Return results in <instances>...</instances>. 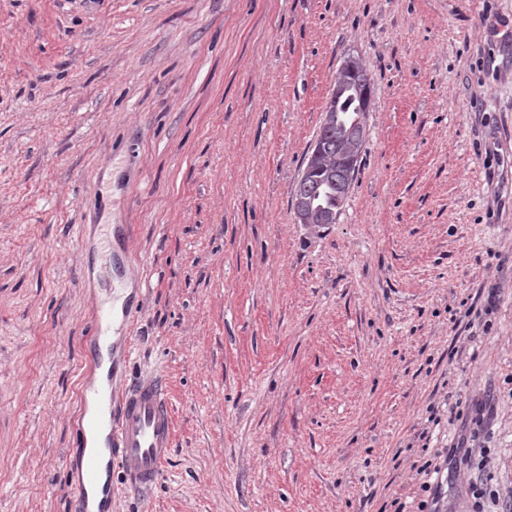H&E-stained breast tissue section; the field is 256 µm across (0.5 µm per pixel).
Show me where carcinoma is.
I'll use <instances>...</instances> for the list:
<instances>
[{"mask_svg": "<svg viewBox=\"0 0 512 512\" xmlns=\"http://www.w3.org/2000/svg\"><path fill=\"white\" fill-rule=\"evenodd\" d=\"M341 78L347 85V91L340 97L330 96L326 102L324 125L320 126L317 135L319 148L312 162L313 173L297 182L295 207L304 200H310L333 213L341 210L336 204V186L347 176L355 175L367 135L354 127L353 117L368 111L371 80L358 59L341 74Z\"/></svg>", "mask_w": 512, "mask_h": 512, "instance_id": "cac0c4a2", "label": "carcinoma"}]
</instances>
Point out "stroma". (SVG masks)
<instances>
[{
    "label": "stroma",
    "instance_id": "obj_1",
    "mask_svg": "<svg viewBox=\"0 0 512 512\" xmlns=\"http://www.w3.org/2000/svg\"><path fill=\"white\" fill-rule=\"evenodd\" d=\"M350 55L369 138L312 230ZM110 271L176 423L112 512H512V0H0V512H71ZM341 78L348 88L340 97L330 94L326 102L323 122L315 139V142L319 140L317 154V145H313L311 149V159L316 155L312 162L313 173L309 178L301 176L294 191L296 218L299 224L303 223L310 229L328 224L333 213L332 223L336 222V211L340 212L342 207L336 204V186L349 175L352 185L358 160L367 141V135L354 127L352 118L359 112L355 123L360 124L367 116L371 80L363 64L356 58L352 67L341 73ZM303 200H310L314 204L305 201L300 205V210L306 213L301 222L298 204ZM314 205H321L331 212L317 209Z\"/></svg>",
    "mask_w": 512,
    "mask_h": 512
}]
</instances>
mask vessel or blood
<instances>
[{
	"label": "vessel or blood",
	"instance_id": "obj_1",
	"mask_svg": "<svg viewBox=\"0 0 512 512\" xmlns=\"http://www.w3.org/2000/svg\"><path fill=\"white\" fill-rule=\"evenodd\" d=\"M112 308L98 303L87 343L94 351L114 350ZM84 401L94 406L74 425L75 444L85 448L89 436L103 446L81 460L69 486L73 512H112V477L120 475L125 489L149 496L162 474L173 446L175 424L167 388L161 378L128 383L106 380L83 389Z\"/></svg>",
	"mask_w": 512,
	"mask_h": 512
}]
</instances>
